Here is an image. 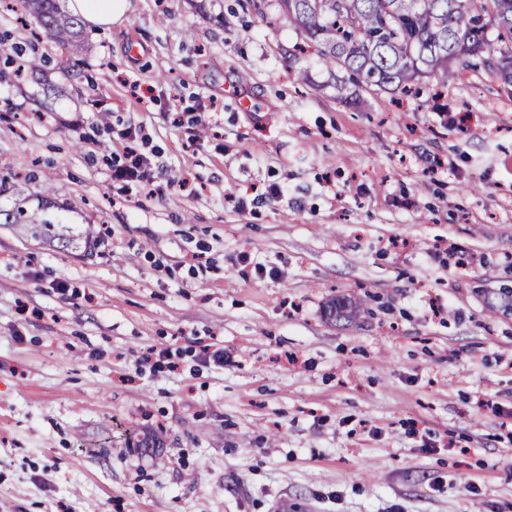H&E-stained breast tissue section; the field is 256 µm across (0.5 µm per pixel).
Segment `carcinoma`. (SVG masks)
I'll list each match as a JSON object with an SVG mask.
<instances>
[{
  "label": "carcinoma",
  "mask_w": 512,
  "mask_h": 512,
  "mask_svg": "<svg viewBox=\"0 0 512 512\" xmlns=\"http://www.w3.org/2000/svg\"><path fill=\"white\" fill-rule=\"evenodd\" d=\"M45 33L73 44L81 21L65 14L59 0H23ZM300 36L318 46L317 58L343 101L351 87L408 91L423 79L457 77L478 57L490 67L502 60L501 79L512 83V0H278ZM5 224H30L33 234L52 233L55 220L22 203L0 208ZM358 313L350 297L327 307L333 321Z\"/></svg>",
  "instance_id": "obj_1"
}]
</instances>
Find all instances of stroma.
<instances>
[{
	"mask_svg": "<svg viewBox=\"0 0 512 512\" xmlns=\"http://www.w3.org/2000/svg\"><path fill=\"white\" fill-rule=\"evenodd\" d=\"M128 4L0 0V207L61 235L0 224V512H512V84L347 103L277 0ZM27 3L30 13L45 33L62 44H73L80 36L81 21L74 16L65 14L59 0H23ZM128 0H68V9L91 29L110 30L128 8ZM136 128L129 129L125 134L127 146L124 148L125 161L112 166L113 181L123 182L125 185L135 184L148 186L153 184L154 176L150 160L136 149ZM3 220V222H2ZM0 223L2 224H33L31 229L35 235H49L55 222L48 214L38 216L29 213L23 203H15L10 209L0 208ZM358 306L350 297L339 295L327 307V316L333 321L349 320L358 313Z\"/></svg>",
	"mask_w": 512,
	"mask_h": 512,
	"instance_id": "35a3bbf8",
	"label": "stroma"
}]
</instances>
